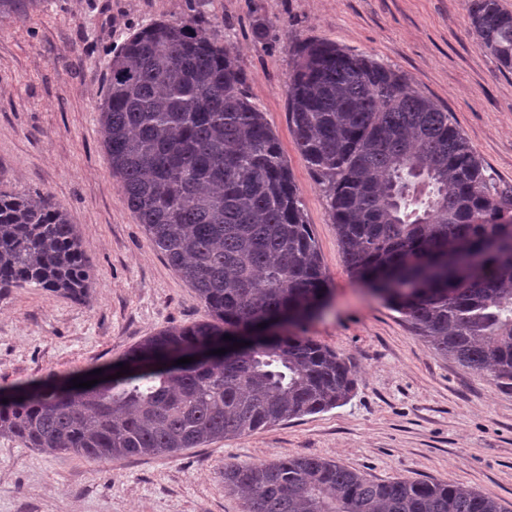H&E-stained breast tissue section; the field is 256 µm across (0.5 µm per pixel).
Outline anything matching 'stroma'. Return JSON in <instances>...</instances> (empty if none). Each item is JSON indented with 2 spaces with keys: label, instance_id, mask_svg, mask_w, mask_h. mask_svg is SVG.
Segmentation results:
<instances>
[{
  "label": "stroma",
  "instance_id": "35a3bbf8",
  "mask_svg": "<svg viewBox=\"0 0 512 512\" xmlns=\"http://www.w3.org/2000/svg\"><path fill=\"white\" fill-rule=\"evenodd\" d=\"M161 20L192 22L236 56L328 277L329 303L301 333L350 359L358 386L339 407L173 457L88 462L0 437V512H244L224 489L225 465L284 456L334 460L376 481L444 480L512 512V391L436 353L352 278L288 123L292 46L333 42L406 74L512 184V70L474 39L469 0H45L0 21V188L48 193L75 224L91 274L84 303L0 289V393L106 368L146 336L207 318L128 208L99 135L113 51Z\"/></svg>",
  "mask_w": 512,
  "mask_h": 512
}]
</instances>
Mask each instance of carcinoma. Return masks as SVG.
I'll return each instance as SVG.
<instances>
[{"mask_svg": "<svg viewBox=\"0 0 512 512\" xmlns=\"http://www.w3.org/2000/svg\"><path fill=\"white\" fill-rule=\"evenodd\" d=\"M42 3L0 0V21ZM469 17L479 45L512 69V12L469 0ZM293 54L288 122L349 273L371 290L411 284L384 301L437 353L512 389V184L400 70L332 42ZM245 87L231 50L188 22H154L113 52L100 107L107 161L211 319L146 337L123 361L129 372L105 384L0 402V436L88 461L172 457L351 397L345 357L271 331L319 313L329 288L288 161ZM28 286L86 301L81 240L48 195L1 190L0 288ZM182 357L195 361L175 364ZM224 489L243 494L246 512H505L464 486L377 482L311 456L226 466Z\"/></svg>", "mask_w": 512, "mask_h": 512, "instance_id": "1", "label": "carcinoma"}]
</instances>
